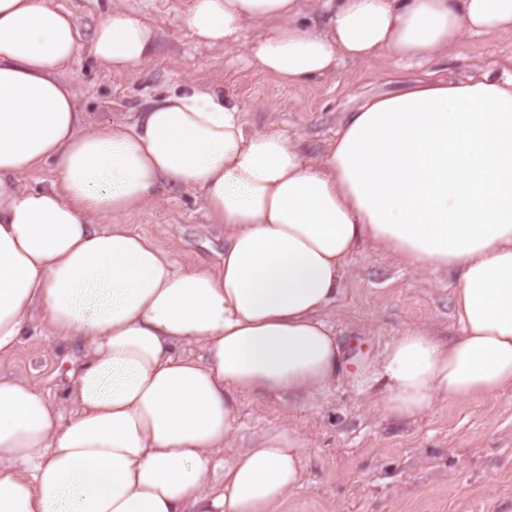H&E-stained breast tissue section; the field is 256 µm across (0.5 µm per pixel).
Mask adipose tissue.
Segmentation results:
<instances>
[{
    "instance_id": "adipose-tissue-1",
    "label": "adipose tissue",
    "mask_w": 512,
    "mask_h": 512,
    "mask_svg": "<svg viewBox=\"0 0 512 512\" xmlns=\"http://www.w3.org/2000/svg\"><path fill=\"white\" fill-rule=\"evenodd\" d=\"M183 22L211 46L266 26L250 61L302 84L341 58L426 59L512 31V0H190ZM155 41L116 7L91 52L125 73ZM81 50L69 12L0 0V359L35 312L47 336L86 348L66 422L46 392L0 375V512H278L303 481L295 428L217 455L242 396H311L345 371L325 314L361 241L457 274L459 336H395L357 374L373 409L412 420L439 398L512 390V76L370 99L312 161L194 84L89 125L63 76ZM49 161L58 184L16 188ZM164 184L197 191L223 226L221 269L178 268L121 223Z\"/></svg>"
}]
</instances>
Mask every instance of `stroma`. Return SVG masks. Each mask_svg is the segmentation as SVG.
<instances>
[{"label":"stroma","mask_w":512,"mask_h":512,"mask_svg":"<svg viewBox=\"0 0 512 512\" xmlns=\"http://www.w3.org/2000/svg\"><path fill=\"white\" fill-rule=\"evenodd\" d=\"M72 14L83 49L65 72L91 123L104 125L150 98L186 83L202 84L238 104L251 128L282 131L319 156L347 112L367 97L395 93L418 78L465 79L512 69V33L463 37L448 54L426 60H340L327 76L291 85L253 68L244 48L265 31L252 25L244 44H198L182 17L189 0H51ZM153 26V57L131 72L107 71L88 44L113 6ZM156 202L123 216L183 268L220 264L224 232L209 226L198 194L160 186ZM454 274L415 270L360 243L327 318L355 361L372 359L398 332L430 328L442 342L458 336ZM82 357L73 341L29 328L0 374L50 393L61 414L68 372ZM305 441L303 486L280 512H512V391L488 399L437 401L422 417L400 421L370 410L351 376L298 406L273 396L244 398L236 446L283 425Z\"/></svg>","instance_id":"obj_1"}]
</instances>
